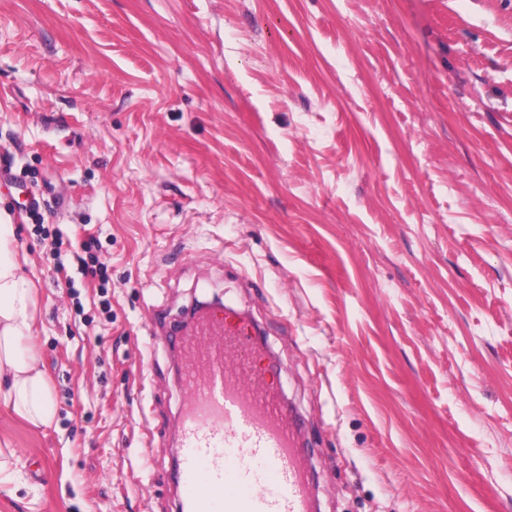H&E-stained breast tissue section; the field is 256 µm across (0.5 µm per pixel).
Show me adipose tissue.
<instances>
[{
  "mask_svg": "<svg viewBox=\"0 0 512 512\" xmlns=\"http://www.w3.org/2000/svg\"><path fill=\"white\" fill-rule=\"evenodd\" d=\"M14 224L0 219V400L33 425L54 416L51 390L37 353L29 342L35 334L33 283L11 244Z\"/></svg>",
  "mask_w": 512,
  "mask_h": 512,
  "instance_id": "adipose-tissue-1",
  "label": "adipose tissue"
}]
</instances>
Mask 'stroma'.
I'll list each match as a JSON object with an SVG mask.
<instances>
[{"mask_svg": "<svg viewBox=\"0 0 512 512\" xmlns=\"http://www.w3.org/2000/svg\"><path fill=\"white\" fill-rule=\"evenodd\" d=\"M0 218L54 403L0 512H181L149 326L215 295L320 512H512V0H0ZM95 247L94 241L91 238L84 244V249L87 258H82V274L85 276H91L92 278L99 277L102 281H105L107 274V263L105 258L93 250Z\"/></svg>", "mask_w": 512, "mask_h": 512, "instance_id": "35a3bbf8", "label": "stroma"}]
</instances>
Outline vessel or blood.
I'll return each instance as SVG.
<instances>
[{"instance_id":"vessel-or-blood-1","label":"vessel or blood","mask_w":512,"mask_h":512,"mask_svg":"<svg viewBox=\"0 0 512 512\" xmlns=\"http://www.w3.org/2000/svg\"><path fill=\"white\" fill-rule=\"evenodd\" d=\"M151 339L183 357L173 483L184 512H315L302 432L247 326L210 312L181 328L159 313ZM203 483L214 496L198 494Z\"/></svg>"}]
</instances>
